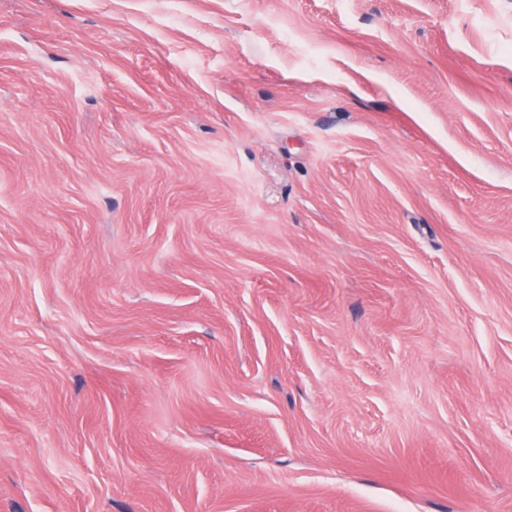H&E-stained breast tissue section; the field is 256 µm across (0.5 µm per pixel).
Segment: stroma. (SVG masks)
Returning a JSON list of instances; mask_svg holds the SVG:
<instances>
[{"mask_svg":"<svg viewBox=\"0 0 512 512\" xmlns=\"http://www.w3.org/2000/svg\"><path fill=\"white\" fill-rule=\"evenodd\" d=\"M0 512H512V0H0Z\"/></svg>","mask_w":512,"mask_h":512,"instance_id":"35a3bbf8","label":"stroma"}]
</instances>
